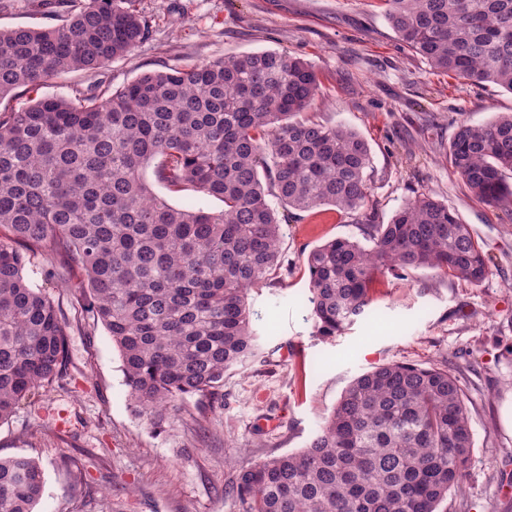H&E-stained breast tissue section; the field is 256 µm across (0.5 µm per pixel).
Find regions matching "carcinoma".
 <instances>
[{
	"instance_id": "carcinoma-1",
	"label": "carcinoma",
	"mask_w": 512,
	"mask_h": 512,
	"mask_svg": "<svg viewBox=\"0 0 512 512\" xmlns=\"http://www.w3.org/2000/svg\"><path fill=\"white\" fill-rule=\"evenodd\" d=\"M383 2L431 69L512 93V0ZM30 3L65 19L0 30V98L61 73L98 74L150 33L136 0ZM318 89L310 63L263 51L0 110V421L61 376L66 354V320L27 284L16 241L59 250L82 272L84 311L107 329L152 427L187 396H222L224 376L256 355L248 294L281 265L269 193L301 212L369 206L366 140L301 118ZM154 158L171 191L192 187L224 208L156 196L141 176ZM448 163L479 201L512 209V113L459 123ZM269 165L265 187L259 169ZM369 239L366 248L338 237L308 253L319 335L364 317L380 275L431 269L478 286L489 273L470 225L426 192L369 225ZM473 446L459 376L387 363L350 383L306 448L240 469L226 490L242 512H437L462 491ZM43 485L36 460L0 458V512H34Z\"/></svg>"
}]
</instances>
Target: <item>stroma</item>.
<instances>
[{
    "mask_svg": "<svg viewBox=\"0 0 512 512\" xmlns=\"http://www.w3.org/2000/svg\"><path fill=\"white\" fill-rule=\"evenodd\" d=\"M149 38L103 71L120 88L146 71L206 59L279 51L310 62L318 95L310 116L358 132L368 143L369 209L389 223L429 192L471 225L489 260L478 286L430 269L380 278L369 318L341 335L317 334L309 315L306 256L337 237L368 244L365 219L324 206L311 212L268 201L281 226V267L251 292L258 355L224 377V403L189 396L170 426L153 429L129 397L119 351L83 313L79 271L62 253L29 248L31 285L68 323L63 374L0 423V457L27 455L44 474L35 512H240L224 487L240 468L306 447L344 389L387 363L449 368L462 379L474 455L462 493L439 512H512V213L472 196L448 163L459 122L512 112V93L433 71L400 41L382 0H139ZM94 74H60L42 92L0 99L16 109L40 93L87 88ZM143 177L170 205L221 210L191 189L169 191L147 165Z\"/></svg>",
    "mask_w": 512,
    "mask_h": 512,
    "instance_id": "obj_1",
    "label": "stroma"
}]
</instances>
